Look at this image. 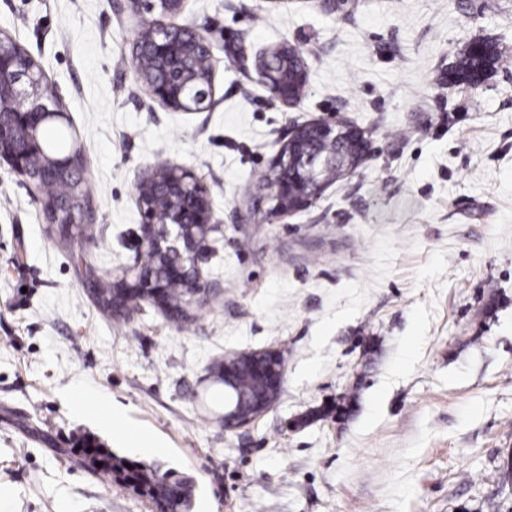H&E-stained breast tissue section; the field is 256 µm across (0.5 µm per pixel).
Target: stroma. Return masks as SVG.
Instances as JSON below:
<instances>
[{"instance_id": "1", "label": "stroma", "mask_w": 512, "mask_h": 512, "mask_svg": "<svg viewBox=\"0 0 512 512\" xmlns=\"http://www.w3.org/2000/svg\"><path fill=\"white\" fill-rule=\"evenodd\" d=\"M174 21L214 43L209 111L137 81L130 0H0L84 149L102 270L134 260L152 169L191 170L224 226L192 322L119 324L0 166V512H152L65 455L83 433L192 476V512H512V0H185ZM476 40L499 61L449 83ZM284 43L308 74L294 106L258 70ZM323 117L367 130L371 156L267 222L256 181ZM270 346L276 406L245 429L202 419L224 409L209 363Z\"/></svg>"}]
</instances>
